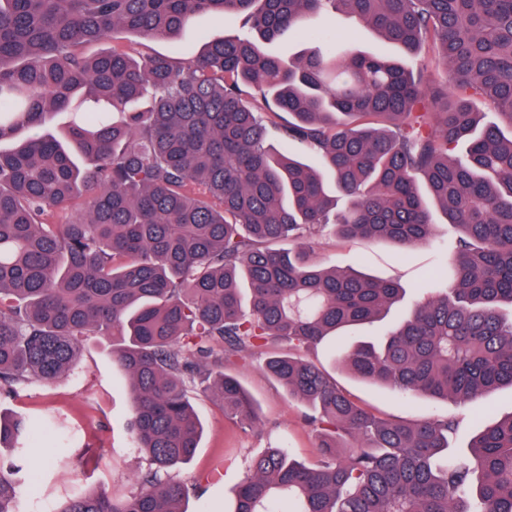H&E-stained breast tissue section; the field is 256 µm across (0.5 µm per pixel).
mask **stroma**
I'll return each instance as SVG.
<instances>
[{
	"label": "stroma",
	"mask_w": 512,
	"mask_h": 512,
	"mask_svg": "<svg viewBox=\"0 0 512 512\" xmlns=\"http://www.w3.org/2000/svg\"><path fill=\"white\" fill-rule=\"evenodd\" d=\"M330 37L349 43L355 50L395 57L397 49L354 18L338 16L314 19ZM235 18L197 15L176 37L140 38L120 32L113 38L80 48L87 57L113 49L130 50L147 45L150 53L189 58L213 38L234 34ZM325 265H352L368 274L400 283L404 298L381 320L357 326V339L375 341L400 320L415 298L418 283L430 278L437 267L438 252L431 247L404 251L384 241H345L325 233L316 251ZM337 338L309 353V360L323 366L352 399L374 414L419 418L454 411L444 401L416 397L405 400L394 393L358 380L343 370L334 349L346 345ZM109 342L86 337L82 356L71 374L51 385L30 383L0 396V409L34 417L41 422L38 440L28 453L37 469L35 481L20 478L21 512H55L59 500L77 493L102 489L123 498L139 489L138 478L150 467L137 448L129 429L131 394L125 376L112 363ZM255 399L260 414L258 427L249 428L228 418L219 400L203 386H196L192 402L204 433L193 457L173 472L186 490L184 512H223L247 474L253 458L265 449L282 445L296 458L313 459L316 432L307 421L308 408L289 399L288 392L259 364L245 360L231 368ZM463 422L453 444L467 448L480 423L490 417L512 414V390L502 389L456 409Z\"/></svg>",
	"instance_id": "stroma-1"
}]
</instances>
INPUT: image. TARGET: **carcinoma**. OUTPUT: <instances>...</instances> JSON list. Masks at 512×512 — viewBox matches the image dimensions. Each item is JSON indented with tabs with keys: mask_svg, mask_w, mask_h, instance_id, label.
Masks as SVG:
<instances>
[{
	"mask_svg": "<svg viewBox=\"0 0 512 512\" xmlns=\"http://www.w3.org/2000/svg\"><path fill=\"white\" fill-rule=\"evenodd\" d=\"M201 12L239 30L185 62L79 52L117 29L173 37ZM320 15L424 55L451 85L321 29L288 62L261 49ZM74 101L66 140L46 132ZM432 204L454 229L436 275L380 343L354 340L339 362L405 399L464 406L512 388V0H0V389L56 382L83 337H110L151 464L136 493L57 512H184L169 471L199 446L189 392L204 383L257 425L224 372L248 355L308 405L319 442L307 463L283 448L253 459L228 512H512V414L457 457L455 416L377 417L300 355L403 295L315 261L326 228L430 247ZM38 427L0 414V447L23 451ZM18 487L0 468V512H18Z\"/></svg>",
	"mask_w": 512,
	"mask_h": 512,
	"instance_id": "obj_1",
	"label": "carcinoma"
}]
</instances>
